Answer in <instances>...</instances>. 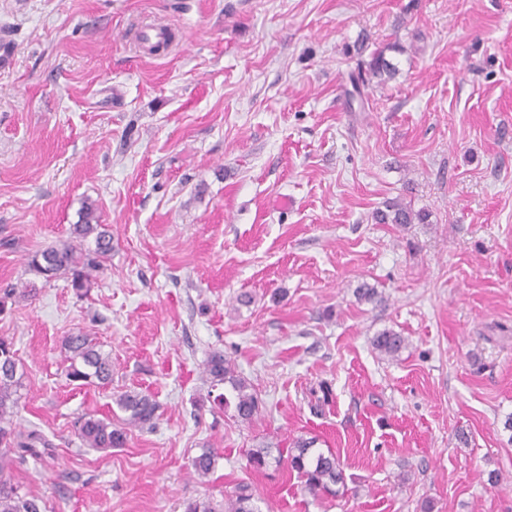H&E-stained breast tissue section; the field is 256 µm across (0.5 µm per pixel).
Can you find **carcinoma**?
<instances>
[{
	"label": "carcinoma",
	"mask_w": 512,
	"mask_h": 512,
	"mask_svg": "<svg viewBox=\"0 0 512 512\" xmlns=\"http://www.w3.org/2000/svg\"><path fill=\"white\" fill-rule=\"evenodd\" d=\"M367 72L375 78L395 74L393 65L386 59L384 51L375 50L366 64ZM428 214L415 211L395 200L385 209L374 214L379 224H423ZM93 239L94 248L84 249L83 242ZM112 252V233L107 225L99 223L94 204L83 208L79 223L73 225L71 240L47 246L31 255L27 266L30 271L49 282L58 277L71 278V287L78 296H84L91 288L92 273L102 269ZM374 348L388 356L398 354L406 346V338L400 333L386 329L373 341ZM66 351L65 372L67 378L81 385L109 384L112 382V361L101 351L94 339L84 332L72 333L63 340ZM204 373L212 386L230 384L235 393L234 411L242 423H251L262 409V401L246 379L240 377L235 364L224 352H212L205 364ZM22 377L18 376V361L13 345L0 338V512H46L44 501L28 492H21V485L14 482L12 470L16 461L26 455L40 456L52 443L37 429L28 431L12 427L11 417L18 407ZM118 408L126 416L117 422L85 414L74 422L75 434L88 447L99 449L121 448L126 443L128 432L133 428L150 427L157 419L159 404L149 394L126 390L115 397ZM317 438L294 439L285 449L288 466L304 482L307 490L316 495L331 493L333 487L345 485L340 458L332 450L312 454ZM271 446L260 444L247 452L250 468L261 471L269 465ZM218 453L205 448L192 459L193 473L198 479L207 478L215 468ZM184 512H259L252 489L238 484L228 493L223 502L215 505L209 500H189Z\"/></svg>",
	"instance_id": "carcinoma-1"
}]
</instances>
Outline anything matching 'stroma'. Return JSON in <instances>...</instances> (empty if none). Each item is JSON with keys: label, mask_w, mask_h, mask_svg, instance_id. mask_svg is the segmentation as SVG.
Segmentation results:
<instances>
[{"label": "stroma", "mask_w": 512, "mask_h": 512, "mask_svg": "<svg viewBox=\"0 0 512 512\" xmlns=\"http://www.w3.org/2000/svg\"><path fill=\"white\" fill-rule=\"evenodd\" d=\"M150 23L170 49H141ZM4 29L0 289L36 293L0 337L24 373L14 423L53 442L13 472L47 512H184L241 482L261 512L281 487L295 512H512V0H0ZM378 49L397 74L350 104ZM397 199L428 223H375ZM87 202L112 255L80 298L27 261ZM78 331L111 384L67 380ZM216 350L263 401L252 423L208 399ZM127 389L159 403L154 427L84 447L76 418H119ZM299 436L339 456L344 493L249 468ZM373 345L379 352L395 356L406 346V338L394 330L386 329L376 336Z\"/></svg>", "instance_id": "1"}]
</instances>
